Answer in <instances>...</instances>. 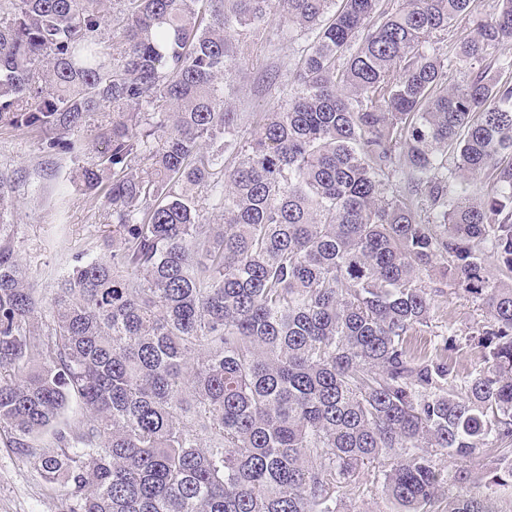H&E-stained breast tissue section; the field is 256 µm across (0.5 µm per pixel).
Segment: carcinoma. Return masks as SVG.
Returning a JSON list of instances; mask_svg holds the SVG:
<instances>
[{
	"label": "carcinoma",
	"mask_w": 512,
	"mask_h": 512,
	"mask_svg": "<svg viewBox=\"0 0 512 512\" xmlns=\"http://www.w3.org/2000/svg\"><path fill=\"white\" fill-rule=\"evenodd\" d=\"M275 25L296 92L238 112ZM511 47L512 0H0V131L112 226L44 307L0 172V434L61 512H340L369 464L396 512H512ZM428 279L486 314L463 377L412 345Z\"/></svg>",
	"instance_id": "carcinoma-1"
}]
</instances>
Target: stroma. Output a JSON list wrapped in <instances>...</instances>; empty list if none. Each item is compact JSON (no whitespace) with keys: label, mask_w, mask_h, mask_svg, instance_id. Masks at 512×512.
Returning <instances> with one entry per match:
<instances>
[{"label":"stroma","mask_w":512,"mask_h":512,"mask_svg":"<svg viewBox=\"0 0 512 512\" xmlns=\"http://www.w3.org/2000/svg\"><path fill=\"white\" fill-rule=\"evenodd\" d=\"M297 49L296 43L283 39L272 45L253 46L246 70L234 77L238 111L261 112L270 103H287L295 89L290 76H282L279 84L269 90L259 86L258 79L270 66L294 59ZM39 156L36 134L0 132V170L14 174L18 180L15 222L21 255L33 282L45 289L52 277L68 268L61 250L62 240L82 248L98 242L107 207L103 199L76 191L71 196L67 223H57L53 181L38 168ZM478 316V311L462 295L444 290L437 301L431 330L418 337L417 345L432 351L436 334L451 326L465 330ZM62 495V488L45 483L34 460L18 457L0 442V512H59Z\"/></svg>","instance_id":"obj_1"}]
</instances>
